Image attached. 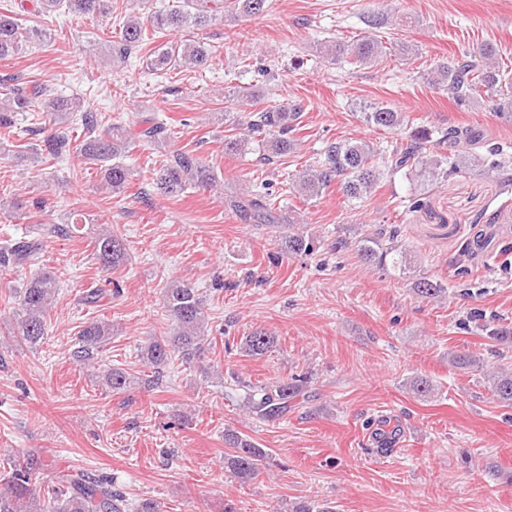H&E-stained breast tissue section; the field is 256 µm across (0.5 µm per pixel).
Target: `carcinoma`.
I'll list each match as a JSON object with an SVG mask.
<instances>
[{"label": "carcinoma", "mask_w": 512, "mask_h": 512, "mask_svg": "<svg viewBox=\"0 0 512 512\" xmlns=\"http://www.w3.org/2000/svg\"><path fill=\"white\" fill-rule=\"evenodd\" d=\"M146 20L133 15L120 30L112 49L119 56L150 44L149 31H176L186 28L200 29L226 15L258 17L269 7L268 0H181L178 5L153 9L151 0H139ZM37 13H56L65 8L70 12L107 17L112 14V0H37ZM46 33L19 22L12 13L0 12V59L16 54L25 42L41 39ZM325 55L337 60L342 56L351 63L370 65L386 53V46L375 38H363L343 46L330 45ZM211 52L201 42L185 39L168 42L152 52L150 65L158 70L177 67L210 66ZM429 83L448 91V98L460 108H467L474 99L486 96L498 112H512V90L505 87L512 83L509 66L498 58L497 48L486 45L479 53H462L452 64H440L429 77ZM22 112H40L41 119L54 122L70 119L86 131L80 141L70 133L58 129L48 137L41 151L25 147L14 153V159L55 160L73 154L84 162L97 166L106 188L123 190L128 184L130 171L123 157L130 145L138 142L152 144L171 143L168 124L156 117L140 120V125L128 126L113 123L102 133H96L103 122L101 114L92 111L77 95L63 96L32 80L20 81L14 76L0 78V128L17 124ZM301 118V106L297 104H270L250 112L246 121L247 132L239 137L224 140V149L239 154L252 142L266 149V159L271 155L286 156L293 148V135ZM363 121L385 129H404V136L394 145L374 147L362 140H338L329 144L322 158L306 169L299 177L300 189L309 197L317 196L332 181L340 184L347 201H362L372 193L386 175L406 171L430 182L445 181L462 170H473L481 163L479 153H452L442 155L431 148L448 145L452 148L461 140L480 141V135L463 128L433 130L426 126H411L409 119L389 104L370 107L362 113ZM214 172L199 157L189 151L169 148L159 168L151 178L152 191L171 197L189 187H216ZM229 211L248 224H285L280 208L270 196L262 193L244 194L226 201ZM89 219L75 211L69 214L65 224L56 225L52 232L67 235L82 231ZM397 229L379 228L365 237L359 256L367 263L391 264L400 272L407 270L406 255L394 247H385L383 238L394 241ZM281 251L290 254H310L313 242L297 232L280 238ZM94 256L105 268L119 265L126 256V248L113 231L103 229L93 240ZM42 243L37 239L6 240L0 244V268L9 270L26 264L36 265ZM414 290L424 298H437L445 292L440 284L421 278ZM57 293L54 274L41 270L32 275L24 287L15 290L20 307L17 335L32 345H39L47 331V313ZM164 308L177 322L178 330L172 336H159L144 349V359L152 371L135 376L123 368H110L103 377L105 387L114 394H122L134 384L151 388L158 384L163 370L179 361L189 365L199 356L207 341L205 336V304L199 293L186 284H174L164 291ZM112 336V326L106 322H89L78 332L70 356L76 365H94L107 341ZM277 341V337L263 329L255 330L242 340V350L249 356L264 355ZM452 366L459 369L481 368L483 358L478 355H454ZM491 391L503 404L512 406V372L505 369L488 376ZM311 378L294 376L268 384L249 388L243 405L253 414L269 423L282 420L292 408L306 398ZM224 443L232 453L224 456V464L242 482L256 478L260 473L267 452L254 441L231 430L224 432ZM128 504L112 491L106 480L56 474L54 481L45 489L43 498L35 496L31 487L28 466L16 459L8 462L3 486L0 487V512H126Z\"/></svg>", "instance_id": "cac0c4a2"}]
</instances>
